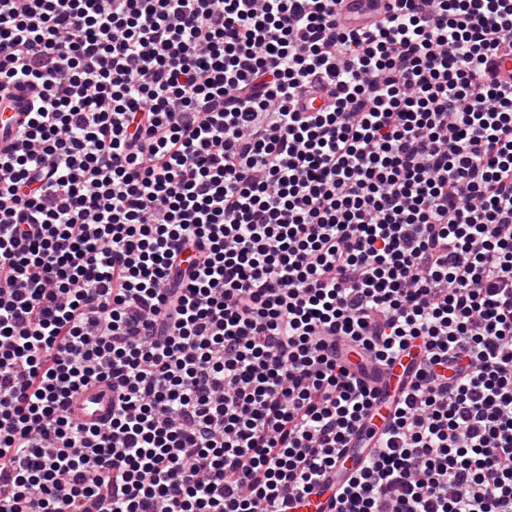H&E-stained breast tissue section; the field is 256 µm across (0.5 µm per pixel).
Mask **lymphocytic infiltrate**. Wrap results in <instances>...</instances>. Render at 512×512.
Masks as SVG:
<instances>
[{"label":"lymphocytic infiltrate","mask_w":512,"mask_h":512,"mask_svg":"<svg viewBox=\"0 0 512 512\" xmlns=\"http://www.w3.org/2000/svg\"><path fill=\"white\" fill-rule=\"evenodd\" d=\"M396 2L0 0V512H287L411 346L340 512H512V0ZM342 4L340 5L341 9V19L344 23H349L354 21V15H360L361 19L359 20L361 23H371L375 20H379L385 16V12L383 10V5L385 3H389L388 1L393 0H342ZM374 2H377L381 5V13L374 11L371 9ZM369 14V16L367 15ZM33 90L29 85L10 86L0 92V149L14 148L17 128L26 119ZM415 356V353L405 354L390 365L379 367L375 372L374 385L377 388L378 410H372L373 418L370 420L369 417L366 420L364 430L373 429L377 436L380 435L396 401L409 387ZM69 413L82 424L105 422L112 414V387L99 383L84 389L70 404Z\"/></svg>","instance_id":"obj_1"}]
</instances>
